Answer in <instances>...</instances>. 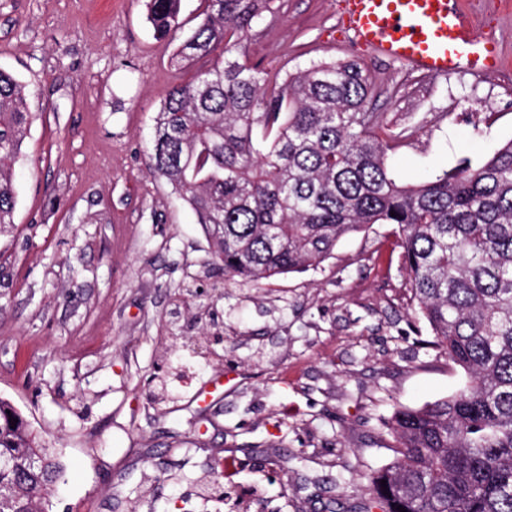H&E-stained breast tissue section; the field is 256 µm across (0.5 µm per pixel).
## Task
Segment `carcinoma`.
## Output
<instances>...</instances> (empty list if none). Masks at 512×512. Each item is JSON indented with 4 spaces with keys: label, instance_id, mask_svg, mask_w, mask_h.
Here are the masks:
<instances>
[{
    "label": "carcinoma",
    "instance_id": "1",
    "mask_svg": "<svg viewBox=\"0 0 512 512\" xmlns=\"http://www.w3.org/2000/svg\"><path fill=\"white\" fill-rule=\"evenodd\" d=\"M180 2L147 0L156 36L178 29ZM266 3L205 0L174 63L210 56L212 65L161 101L149 170L194 212L224 273L257 284L319 266L348 235L395 226L418 314L468 382L394 411V458L367 474L359 512H512V140L478 164L399 182L387 158L408 135L368 111L372 82L356 60L312 61L271 79L236 57ZM29 97L0 70V229L14 223L12 165ZM3 406L0 458L16 466L0 470V488L34 493L64 466Z\"/></svg>",
    "mask_w": 512,
    "mask_h": 512
}]
</instances>
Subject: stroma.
Returning a JSON list of instances; mask_svg holds the SVG:
<instances>
[{"mask_svg":"<svg viewBox=\"0 0 512 512\" xmlns=\"http://www.w3.org/2000/svg\"><path fill=\"white\" fill-rule=\"evenodd\" d=\"M467 2L503 75L428 78L354 48L340 0H269L243 52L272 74L357 60L372 111L412 131L392 167L421 182L512 139V0L492 16ZM202 10L182 0V32L160 39L146 0H0V69L34 116L0 233V399L67 465L40 493L49 512H346L394 457L395 408L465 382L410 314L393 225L319 268L242 282L150 174L161 100L211 64L170 63Z\"/></svg>","mask_w":512,"mask_h":512,"instance_id":"35a3bbf8","label":"stroma"}]
</instances>
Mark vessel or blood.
<instances>
[{
  "label": "vessel or blood",
  "instance_id": "obj_1",
  "mask_svg": "<svg viewBox=\"0 0 512 512\" xmlns=\"http://www.w3.org/2000/svg\"><path fill=\"white\" fill-rule=\"evenodd\" d=\"M341 22L357 47L428 77L503 69L499 39L475 33L463 0H341Z\"/></svg>",
  "mask_w": 512,
  "mask_h": 512
}]
</instances>
